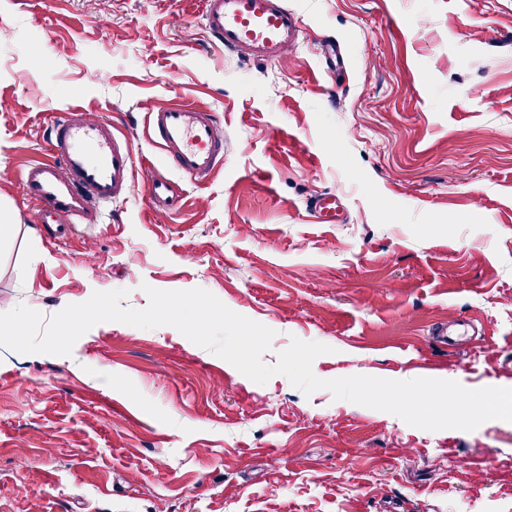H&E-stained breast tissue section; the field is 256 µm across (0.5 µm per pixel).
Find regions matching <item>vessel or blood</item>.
<instances>
[{
    "label": "vessel or blood",
    "instance_id": "vessel-or-blood-1",
    "mask_svg": "<svg viewBox=\"0 0 512 512\" xmlns=\"http://www.w3.org/2000/svg\"><path fill=\"white\" fill-rule=\"evenodd\" d=\"M203 24L212 42L265 61L281 62L300 35L297 16L284 0H204ZM152 139L190 181L208 180L224 157V126L215 113L189 104L157 108L148 116ZM49 159L26 164L20 173L26 197L35 202L41 223L57 238L75 225L96 223L99 209L130 192L135 155L127 137L110 122L72 108L52 123ZM149 196L167 209L174 193L169 179L147 171Z\"/></svg>",
    "mask_w": 512,
    "mask_h": 512
}]
</instances>
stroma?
<instances>
[{"label":"stroma","instance_id":"35a3bbf8","mask_svg":"<svg viewBox=\"0 0 512 512\" xmlns=\"http://www.w3.org/2000/svg\"><path fill=\"white\" fill-rule=\"evenodd\" d=\"M287 60L220 52L203 0H0V313L93 292L205 289L330 346L322 380L512 388V0H285ZM340 45L327 74L321 49ZM186 102L224 123V164L183 178L147 131ZM128 137L143 176L53 242L19 183L55 113ZM336 194L338 224L309 200ZM474 335L454 346L449 319ZM512 512V422L427 431L282 375L260 385L170 326L95 325L71 355L0 347V512ZM145 171L148 175L147 188L150 199L156 208L166 212L174 196L173 186L170 180L160 175L150 166H146Z\"/></svg>","mask_w":512,"mask_h":512}]
</instances>
